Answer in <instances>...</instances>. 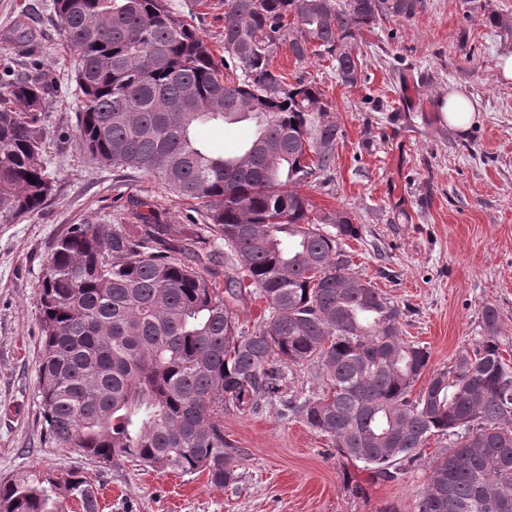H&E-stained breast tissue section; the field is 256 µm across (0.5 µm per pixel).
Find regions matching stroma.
Here are the masks:
<instances>
[{
	"instance_id": "obj_1",
	"label": "stroma",
	"mask_w": 512,
	"mask_h": 512,
	"mask_svg": "<svg viewBox=\"0 0 512 512\" xmlns=\"http://www.w3.org/2000/svg\"><path fill=\"white\" fill-rule=\"evenodd\" d=\"M192 10L215 54L223 52L224 0H171ZM503 19L500 27L489 13ZM512 0H421L409 18L358 33L356 85H344L327 55L297 62L280 48L272 67L288 82L316 83L341 130L331 174L304 186L324 212L360 228L344 239L352 270L404 311L403 330L446 368L483 336L482 311L495 306L505 361L512 365ZM42 60L52 84L39 126L54 196L41 213L0 224V480L22 474L90 476L100 512H415L433 437L398 479L374 481L362 463L340 458L331 440L278 405L224 416L236 448L237 479L223 488L206 474H161L130 463H99L48 444L37 400L41 332L36 295L54 240L85 221L125 223L118 194L149 200L174 224L200 213L142 173L112 170L74 138L79 96L74 57L52 0H0V68L31 74ZM456 92L475 104L468 129L448 126L437 98Z\"/></svg>"
}]
</instances>
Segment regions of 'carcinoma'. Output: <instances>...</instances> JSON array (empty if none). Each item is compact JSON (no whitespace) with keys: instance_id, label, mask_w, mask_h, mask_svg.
Instances as JSON below:
<instances>
[{"instance_id":"1","label":"carcinoma","mask_w":512,"mask_h":512,"mask_svg":"<svg viewBox=\"0 0 512 512\" xmlns=\"http://www.w3.org/2000/svg\"><path fill=\"white\" fill-rule=\"evenodd\" d=\"M53 5L77 58V145L195 201L196 235L212 247L192 250L142 199L128 201V224H75L56 240L36 299L51 442L103 462L205 472L222 487L236 479L224 412L277 400L285 369L310 366L323 392L291 395L283 410L375 476L398 478L430 437L449 438L416 512H512V368L498 309H483L480 341L428 371L430 354L404 336L400 307L350 273L340 241L359 227L317 214L297 190L334 169L341 132L317 85L288 84L272 68L286 44L300 62L330 54L339 79L355 85L356 34L413 16L420 0H227L220 57L170 0ZM230 61L241 71L234 85L224 84ZM49 93L44 80L0 73V224L53 196L38 126ZM238 122L254 133L232 156L197 136ZM226 249L221 287L212 267ZM256 300L265 313L249 331L239 312ZM72 502L98 512L78 470L0 482V512H67Z\"/></svg>"}]
</instances>
